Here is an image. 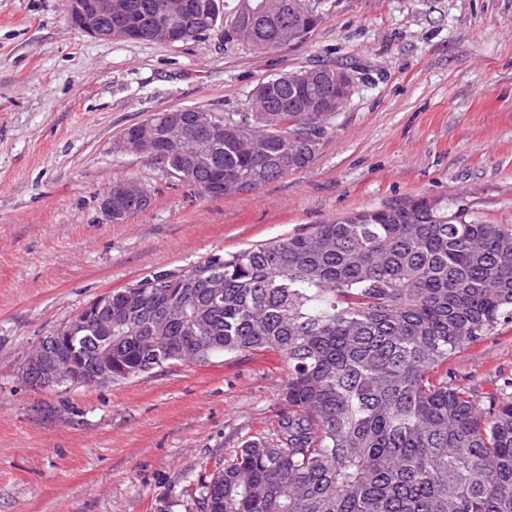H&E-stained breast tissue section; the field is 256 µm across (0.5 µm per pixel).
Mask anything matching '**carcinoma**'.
Wrapping results in <instances>:
<instances>
[{"label": "carcinoma", "instance_id": "cac0c4a2", "mask_svg": "<svg viewBox=\"0 0 512 512\" xmlns=\"http://www.w3.org/2000/svg\"><path fill=\"white\" fill-rule=\"evenodd\" d=\"M135 41L159 37L161 0H126ZM234 12L225 37L277 50L296 17L321 0H262ZM288 74L251 94L247 135L224 120L213 164L195 173L205 193L259 189L310 165L329 117L305 112ZM319 224L296 235L213 255L143 288L112 291L126 309L112 326V368L144 374L145 341L169 362L204 355L279 352L286 409L268 436L245 442L206 476L198 512H512V397L478 398L438 370L464 347L512 324V225L417 198ZM159 282L176 284L184 320L163 325L130 303Z\"/></svg>", "mask_w": 512, "mask_h": 512}]
</instances>
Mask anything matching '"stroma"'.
<instances>
[{
  "label": "stroma",
  "instance_id": "stroma-1",
  "mask_svg": "<svg viewBox=\"0 0 512 512\" xmlns=\"http://www.w3.org/2000/svg\"><path fill=\"white\" fill-rule=\"evenodd\" d=\"M291 49L258 53L216 26L184 42L99 41L64 0H0V512H195L205 475L272 433V350L179 361L109 386L33 390L19 367L92 299L159 274L427 196L512 225V0H327ZM356 90L314 162L208 197L116 142L157 112H243L264 78L319 62ZM147 209L113 224L118 180ZM512 397V324L447 365ZM115 197L121 200L138 198L142 201V203L147 201V205L150 201L147 191L140 187L137 182L132 180H123L114 183L109 189L108 193L103 197L101 203L103 216L108 222L114 224H121L126 221V210L130 212L131 216L145 209L137 203L131 204L127 201L123 203L125 210L114 209L112 207V199Z\"/></svg>",
  "mask_w": 512,
  "mask_h": 512
}]
</instances>
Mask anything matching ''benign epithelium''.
Instances as JSON below:
<instances>
[{
  "label": "benign epithelium",
  "instance_id": "1",
  "mask_svg": "<svg viewBox=\"0 0 512 512\" xmlns=\"http://www.w3.org/2000/svg\"><path fill=\"white\" fill-rule=\"evenodd\" d=\"M68 19L80 32L100 40H129L131 27L124 25L118 29L112 27V18L126 15L124 0H67ZM224 0H200L196 21L204 25V29L213 28L220 15V6ZM159 22L166 33L164 42L176 43L186 41L197 35L193 25H182L166 13L160 14ZM311 27L293 24L288 28V42L285 46L293 48L305 42L310 35ZM334 80L348 96L355 92L353 76L343 70L335 75L324 77L313 69H299L290 73V85H309L317 80ZM187 113L183 117L186 129L197 132V145L193 148L190 165L176 162L180 154L167 155L166 161L171 163V173L185 182H191L195 171L206 168L211 161L209 146L212 142L221 141L224 137V122L212 111H200L193 107L181 109ZM175 126L170 112H158L156 118H148L142 123V130L135 135L122 134L116 143L119 151L135 156L155 159L166 155V148L173 141ZM126 200L138 198L143 202L150 201L146 190L132 180L114 183L103 197L101 209L105 219L114 224L126 221V211L112 207V199ZM112 313V292L100 294L90 301L65 328L68 341L66 346L58 345L56 336H46L39 340L25 357L19 374L22 381L32 389L54 387L62 383L82 385L92 381L99 386H109L120 380L112 370V318L102 320V312ZM85 330L99 335L93 353L95 365L86 370L82 365L83 349L76 347L74 340Z\"/></svg>",
  "mask_w": 512,
  "mask_h": 512
}]
</instances>
